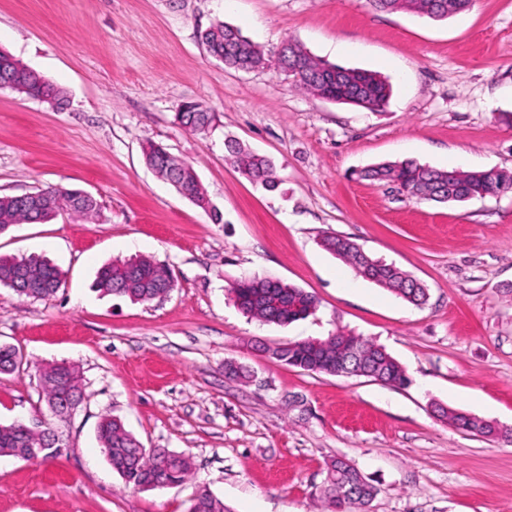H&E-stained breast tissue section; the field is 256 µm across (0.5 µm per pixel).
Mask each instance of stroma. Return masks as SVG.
Instances as JSON below:
<instances>
[{"label": "stroma", "mask_w": 512, "mask_h": 512, "mask_svg": "<svg viewBox=\"0 0 512 512\" xmlns=\"http://www.w3.org/2000/svg\"><path fill=\"white\" fill-rule=\"evenodd\" d=\"M219 21L268 53L290 38L378 72L392 94L370 111L299 90L273 64L225 67L201 41ZM1 49L67 99L56 108L0 89V196L84 190L98 215L0 233V255L63 273L47 300L0 286V346L24 361L0 373V424L43 407L47 365H73L84 393L61 456L0 462V512H187L202 486L229 512H321L338 457L376 487L369 512H512V444L432 410L512 429V190L437 204L359 176L404 159L512 169V0H472L440 21L368 0H0ZM188 101L214 112L207 132L177 122ZM229 137L274 161L277 190L225 161ZM150 142L194 167L214 212L146 164ZM327 234L409 272L426 304L355 278L321 247ZM136 255L170 269L168 295L142 304L93 290L101 266ZM244 276L298 286L317 308L286 326L248 319L228 296ZM337 331L384 346L408 384L306 372L266 353ZM229 364L250 380L229 378ZM105 413L144 448L185 454L188 480L126 485L97 438ZM439 416L448 421L449 424L457 429H464L466 431L482 434V435H500L504 440L512 443V429L504 431L495 430V428L480 418L466 415L458 410L452 408L438 407Z\"/></svg>", "instance_id": "1"}]
</instances>
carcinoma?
Instances as JSON below:
<instances>
[{"instance_id":"1","label":"carcinoma","mask_w":512,"mask_h":512,"mask_svg":"<svg viewBox=\"0 0 512 512\" xmlns=\"http://www.w3.org/2000/svg\"><path fill=\"white\" fill-rule=\"evenodd\" d=\"M379 11L391 7L427 17L446 19L464 11L470 0H369ZM207 51L224 56V65L252 69L265 64L258 46L242 35L239 28L221 22L210 26L202 34ZM288 58L283 64L292 70L289 78L295 86L315 96L336 102L353 104L369 110L385 105L391 87L388 81L371 71L345 68L311 56L300 44L288 41ZM178 123L192 131L202 132L211 126V112H188L176 116ZM225 159L233 164L250 182L267 190L276 189L280 180L273 163L257 155L236 140L225 141ZM147 164L167 179H172L194 195L195 204L206 208L209 199L199 184L192 166L175 159L163 147L149 143L143 148ZM361 177L392 182L408 198L437 203L452 202L499 194L512 189V172L506 170L461 171L444 170L421 164L415 160L384 162L365 169ZM44 193L43 211L30 205L28 194L0 196V232L13 224L48 222L57 207V189H36ZM321 246L347 263L362 279L375 283L403 298L414 306L427 300L426 288L415 278L392 265L369 256L357 243L342 235H326ZM31 275L38 287L17 288L14 277L17 268ZM61 284L60 270L43 260L26 256H0V285L16 294L32 299L52 297ZM97 291L105 295H119L134 303H148L169 293L174 279L169 270L149 256L114 260L103 266L95 281ZM229 294L237 307L251 319L286 325L309 316L316 309L313 294L296 286L273 279L248 278L234 282ZM270 358L303 371L336 375L343 370L351 376L367 377L382 384L401 387L408 382L403 367L370 338L337 332L316 343L290 342L268 350ZM22 356L11 346H0V373L20 368ZM72 366L54 364L41 371L40 379L45 407L38 410L50 429L61 431L66 417L59 411L67 399L64 378L70 376ZM440 417L449 424L482 435H499L512 442V429L499 431L489 422L466 415L452 408H438ZM31 424L13 422L0 425V456L8 455L26 460L46 459L55 455L60 444H49L42 433L28 431ZM98 438L115 470L126 482L138 489L155 490L183 483L190 475L187 457L165 448L145 449L139 440L127 431L122 421L105 415L98 426ZM37 449L32 454L31 449ZM375 495V487L349 461L338 458L327 469L321 492L325 512H367ZM189 512H226L224 501L201 487L191 501Z\"/></svg>"}]
</instances>
